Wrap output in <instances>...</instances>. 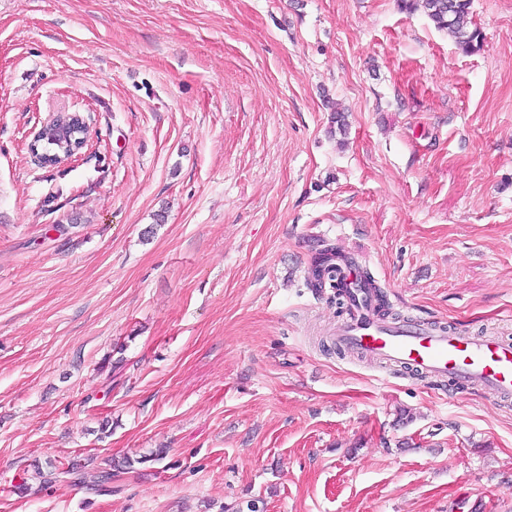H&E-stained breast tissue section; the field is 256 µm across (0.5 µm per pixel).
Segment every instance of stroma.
Returning a JSON list of instances; mask_svg holds the SVG:
<instances>
[{"label": "stroma", "instance_id": "1", "mask_svg": "<svg viewBox=\"0 0 512 512\" xmlns=\"http://www.w3.org/2000/svg\"><path fill=\"white\" fill-rule=\"evenodd\" d=\"M471 18L0 0V512H512V402L324 346L304 282L332 244L391 316L512 337V0ZM64 107L90 144L41 165ZM402 10L423 12L441 31H447L464 53L478 52L484 35L469 20L470 0H399ZM135 460L129 457H122L120 459L112 458L109 467V470H99V469H88L86 465L81 466L82 469L77 477L76 481H73L74 484H81L89 489H99L103 487V478L105 474L111 476H107L106 483L112 482V471H120L130 469Z\"/></svg>", "mask_w": 512, "mask_h": 512}]
</instances>
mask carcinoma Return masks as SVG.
<instances>
[{"label":"carcinoma","instance_id":"cac0c4a2","mask_svg":"<svg viewBox=\"0 0 512 512\" xmlns=\"http://www.w3.org/2000/svg\"><path fill=\"white\" fill-rule=\"evenodd\" d=\"M400 7L409 12H423L437 29L448 32V36L461 51L471 54L481 49L484 35L480 28L471 24L469 20L470 0H400ZM341 261L343 258L340 256L339 248H325L314 258L307 270L305 282L307 287L318 292L326 286L333 288L336 290V304L344 306L350 297V291L348 285L338 278ZM354 272L353 287L371 289L378 300L377 312L383 317L386 316L383 294L375 285L371 274L357 267L354 268ZM133 464V459L122 457L111 460L107 471L89 469L84 465L76 483L89 489H99L103 487L104 476H110L114 471L127 470Z\"/></svg>","mask_w":512,"mask_h":512}]
</instances>
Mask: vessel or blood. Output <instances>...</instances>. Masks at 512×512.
Returning a JSON list of instances; mask_svg holds the SVG:
<instances>
[{
	"label": "vessel or blood",
	"instance_id": "vessel-or-blood-1",
	"mask_svg": "<svg viewBox=\"0 0 512 512\" xmlns=\"http://www.w3.org/2000/svg\"><path fill=\"white\" fill-rule=\"evenodd\" d=\"M353 294L331 338L337 347L442 387L512 399V338L470 336L455 326L417 319L391 322L376 315L366 290Z\"/></svg>",
	"mask_w": 512,
	"mask_h": 512
}]
</instances>
